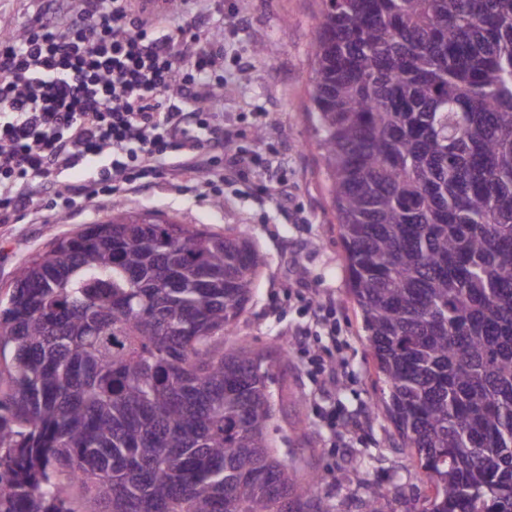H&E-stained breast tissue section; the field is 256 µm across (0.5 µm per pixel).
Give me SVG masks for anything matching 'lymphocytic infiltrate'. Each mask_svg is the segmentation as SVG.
Instances as JSON below:
<instances>
[{"instance_id": "f902f5d3", "label": "lymphocytic infiltrate", "mask_w": 512, "mask_h": 512, "mask_svg": "<svg viewBox=\"0 0 512 512\" xmlns=\"http://www.w3.org/2000/svg\"><path fill=\"white\" fill-rule=\"evenodd\" d=\"M76 2L45 0L0 37V224L48 190L69 208L179 168L217 193L262 167L224 125V41L202 0Z\"/></svg>"}]
</instances>
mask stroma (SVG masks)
<instances>
[{
    "instance_id": "35a3bbf8",
    "label": "stroma",
    "mask_w": 512,
    "mask_h": 512,
    "mask_svg": "<svg viewBox=\"0 0 512 512\" xmlns=\"http://www.w3.org/2000/svg\"><path fill=\"white\" fill-rule=\"evenodd\" d=\"M321 7V0H209L207 5L213 22L224 28L227 71L247 70L224 100V122L241 132L238 152L261 155L260 176L225 184L220 200L197 196L191 182L167 175L152 187L66 211L51 212L35 202L17 223L0 224V302L7 301L21 265L56 238L105 220L116 206L246 237L265 264L224 344L245 342L276 359L278 447L302 477L321 476L316 492L332 512H365L364 501L379 491L385 494L383 512H426L431 490L385 412L388 387L378 378L349 294L346 253L306 118ZM262 45L273 47L272 58L258 56ZM267 125L276 129L273 138L257 139L254 128ZM282 179L288 182V200L280 204L265 189ZM314 296L331 305L335 338L312 326ZM316 357L339 362L335 385L324 390L310 375ZM331 410L332 429L323 422ZM347 440L354 456L343 450Z\"/></svg>"
}]
</instances>
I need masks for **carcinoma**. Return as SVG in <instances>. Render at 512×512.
I'll list each match as a JSON object with an SVG mask.
<instances>
[{
  "label": "carcinoma",
  "mask_w": 512,
  "mask_h": 512,
  "mask_svg": "<svg viewBox=\"0 0 512 512\" xmlns=\"http://www.w3.org/2000/svg\"><path fill=\"white\" fill-rule=\"evenodd\" d=\"M309 118L429 512H512V0H323ZM263 255L112 209L0 305V512H331L224 348Z\"/></svg>",
  "instance_id": "carcinoma-1"
}]
</instances>
